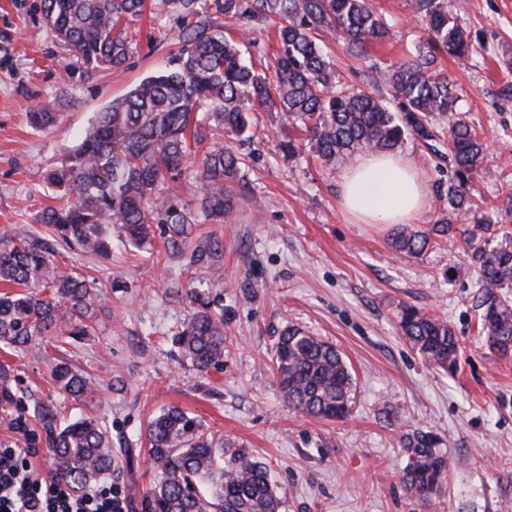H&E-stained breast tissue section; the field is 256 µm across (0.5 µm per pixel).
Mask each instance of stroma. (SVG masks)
Listing matches in <instances>:
<instances>
[{"instance_id":"stroma-1","label":"stroma","mask_w":512,"mask_h":512,"mask_svg":"<svg viewBox=\"0 0 512 512\" xmlns=\"http://www.w3.org/2000/svg\"><path fill=\"white\" fill-rule=\"evenodd\" d=\"M471 33L466 62L440 55L439 67L459 95L463 119L488 147L472 194L492 207L512 189V0H449ZM391 26L377 59L409 55L424 32L406 0H374ZM194 22L179 8L146 6L127 26L133 52L116 69L62 81L71 54L36 10V0H0V226L22 224L50 244L60 270L93 282L101 301L91 333L67 345L47 336L24 351L0 348L11 369L10 390L22 401L49 402L71 417L106 426L112 445L134 449L112 484L127 496L145 491L156 472L143 451L147 422L175 406L208 432L248 448L267 463L283 512H512V354L489 350L475 314L477 273L464 239L409 257L391 246L390 224H350L338 197L343 163L322 170L307 152L283 145L304 134L275 112L252 115L254 136L224 138L242 164L240 202L231 222L199 224L196 234L224 241L222 279L188 272L185 258L137 252L120 233L101 259L67 248L37 215L55 194L43 176L78 145L98 112L142 79L168 68L178 34ZM342 79L372 85L383 98L384 77L340 41L327 45ZM56 123L32 128L26 114L57 96ZM400 152L424 175L423 230L448 209V147L409 137ZM196 291L224 310L222 366L197 374L171 344L185 314L184 293ZM446 319L460 341L459 368L431 367L402 336V306ZM297 327L332 343L354 378L352 411L343 420L307 416L288 406L273 373L274 345ZM51 356L67 358L98 385L76 402L52 383ZM433 432L448 470L431 506L417 505L400 475L407 456L402 427Z\"/></svg>"}]
</instances>
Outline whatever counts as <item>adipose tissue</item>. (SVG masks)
<instances>
[{"instance_id": "adipose-tissue-1", "label": "adipose tissue", "mask_w": 512, "mask_h": 512, "mask_svg": "<svg viewBox=\"0 0 512 512\" xmlns=\"http://www.w3.org/2000/svg\"><path fill=\"white\" fill-rule=\"evenodd\" d=\"M339 204L351 224H412L424 214L427 195L406 157L367 152L343 171Z\"/></svg>"}]
</instances>
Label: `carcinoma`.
I'll use <instances>...</instances> for the list:
<instances>
[{
    "mask_svg": "<svg viewBox=\"0 0 512 512\" xmlns=\"http://www.w3.org/2000/svg\"><path fill=\"white\" fill-rule=\"evenodd\" d=\"M145 0H39L38 12L71 52L66 76L89 78L104 68L124 65L132 41L125 23L142 14ZM180 7L188 15L224 16L247 23L275 21L279 48L272 65L247 64L239 43L217 37L204 21L179 35L174 67L143 79L115 99L81 143L45 181L65 203L46 206L38 221L51 227L69 248L95 257L110 252L109 228L117 226L126 242L142 248L155 224L164 226V248L189 250L188 266L219 281L224 241L193 240L199 223L191 210L159 201L168 176L182 173L189 148H204L199 179V212L204 221L222 223L237 209L235 184L240 157L215 139L224 134L248 140L251 112H279L306 132L308 151L326 164L350 160L362 150H393L409 135L433 140L448 136V213L426 231L400 224L392 248L415 257L431 244L455 238L453 217L472 221L466 243L477 270L480 331L489 349L512 353V241L494 243L493 225L484 223L482 206L472 198L471 175L486 158L480 136L458 112L459 96L448 76L435 69L436 53L466 61L470 33L458 22L448 0H408L407 6L427 38L414 53L387 67L385 80L395 106L340 79L325 52L324 38L343 40L361 54L384 41L389 27L373 0H156V6ZM208 105L210 111L197 116ZM57 103H40L30 112L33 126L56 121ZM0 343L26 349L43 336L89 335L88 320L97 306L93 284L59 269L47 243L29 231L0 228ZM189 311L172 334V344L200 373L224 359V309H213L195 289L186 292ZM400 328L413 349L433 367L452 372L458 363V338L448 322L403 306ZM288 405L307 415L343 419L351 411L353 378L332 344L290 327L280 336L272 358ZM53 384L74 400L96 391L91 377L59 358L48 364ZM29 427L25 412L12 418L17 444L40 442L53 450L57 475L81 489L120 470V458L133 449L112 452V438L96 419L64 423L59 410L37 404ZM46 438H41L40 433ZM146 453L158 472L143 492L140 512H280L281 498L265 464L246 448L206 433L177 407L161 411L146 428ZM441 441L420 428L401 434L408 462L401 482L417 504L432 501L445 478L447 459Z\"/></svg>",
    "mask_w": 512,
    "mask_h": 512,
    "instance_id": "carcinoma-1",
    "label": "carcinoma"
}]
</instances>
